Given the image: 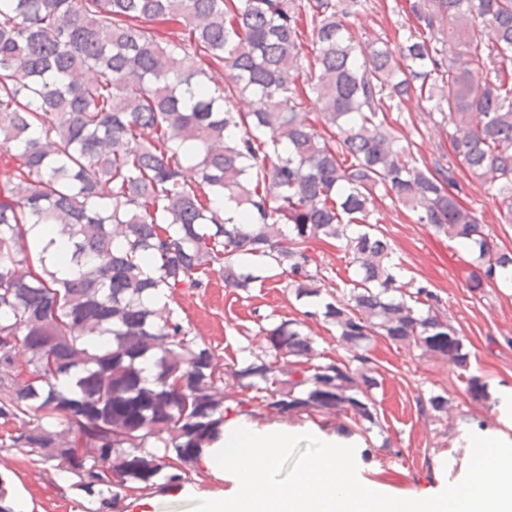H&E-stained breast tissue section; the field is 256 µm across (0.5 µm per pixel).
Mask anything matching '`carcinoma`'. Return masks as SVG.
I'll return each instance as SVG.
<instances>
[{
  "label": "carcinoma",
  "mask_w": 512,
  "mask_h": 512,
  "mask_svg": "<svg viewBox=\"0 0 512 512\" xmlns=\"http://www.w3.org/2000/svg\"><path fill=\"white\" fill-rule=\"evenodd\" d=\"M362 0H0V419L26 448L76 477L104 512L128 483L190 480L240 413L342 415L377 424L369 344L382 337L468 369L441 298L398 283L372 222L379 191L417 222L478 251L470 287L512 271L459 200L451 165H419L388 120L419 80L457 155L512 224V0H409L401 48L356 54ZM182 26L178 37L149 27ZM305 79L321 105L302 111ZM226 72L222 80L212 67ZM252 98L249 112L230 102ZM192 167L189 183L183 171ZM238 218L225 216L224 202ZM68 236L60 279L36 271L27 225ZM336 244L357 278L323 311L351 356L314 363L303 322L258 324L265 347L221 370L153 296L211 273L246 291L278 271L296 300L321 297L310 244ZM93 336L111 342L91 344ZM24 354L29 375H15ZM151 364L152 374H144ZM67 380L63 387L59 380ZM420 407L448 412L443 393ZM62 419L67 435L51 430ZM177 459L176 471L169 460Z\"/></svg>",
  "instance_id": "obj_1"
}]
</instances>
